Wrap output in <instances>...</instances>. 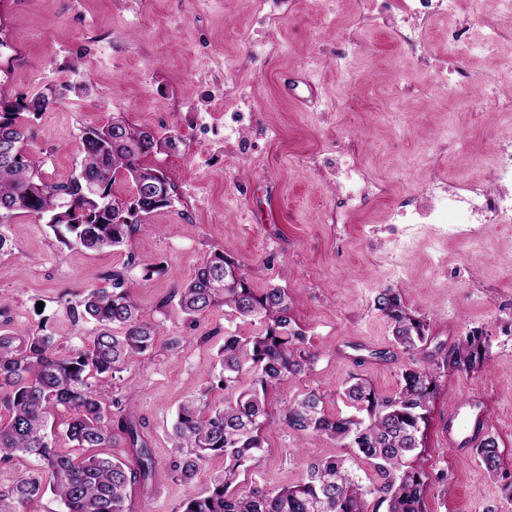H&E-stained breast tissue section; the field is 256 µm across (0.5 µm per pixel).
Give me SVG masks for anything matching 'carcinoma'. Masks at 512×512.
<instances>
[{"mask_svg": "<svg viewBox=\"0 0 512 512\" xmlns=\"http://www.w3.org/2000/svg\"><path fill=\"white\" fill-rule=\"evenodd\" d=\"M56 102L47 93L30 100L0 99V224L19 214L47 219L54 233L71 235L89 249L131 245L138 225L155 210L172 205L176 185L158 170L156 190L120 196L112 191L118 175L138 186L150 167L141 158L158 150L161 137L114 118L103 127L81 130L79 168L65 182L42 180V160L25 149L26 127L20 116H34ZM126 127L128 137L112 129ZM173 297L188 321L224 306L242 317L265 324L262 332L243 338L224 334L220 371L212 376L224 389V404L213 406L208 390L181 405L173 425L175 459L172 471L192 479L211 457L224 460L202 496L186 501L180 512H368L367 498L377 497L386 512H425L429 475L421 464V423L436 392V369L425 355L431 343L426 324L408 311L401 297L379 293L375 308L393 322L395 344L419 359L401 373L391 396H380L362 379L347 385L344 396L354 412L329 414L323 396L311 389L288 402L278 415L266 405L270 389L306 373L313 362L306 349L307 336L291 325L288 290L252 286L243 265L216 250L194 276L174 290ZM75 322L92 323L95 336L88 348L62 353L57 339L42 326L30 329L0 328V393L8 418L0 421V463L32 458L37 472L23 474L0 490V512H23L24 506L51 493L62 512H135L131 492L148 493L155 479L149 443L140 424L125 412L119 400L107 403L98 383L123 380L131 360L150 356L158 324L145 319L126 288V273L112 272V288L91 290L72 303L61 298ZM487 355L486 345L472 333L459 336L441 357L442 368L470 372ZM252 376L250 387L239 378ZM60 408L69 413L65 436L80 455L62 454L47 432L49 417ZM352 448L376 470L380 482L366 489L354 476L344 456L313 459L306 478L292 486L269 491L244 487L240 476L259 460L264 433L274 423ZM124 437L129 465L119 458L101 457L95 448H110L116 433ZM474 454L488 474L499 473L501 457L497 439L486 435Z\"/></svg>", "mask_w": 512, "mask_h": 512, "instance_id": "cac0c4a2", "label": "carcinoma"}]
</instances>
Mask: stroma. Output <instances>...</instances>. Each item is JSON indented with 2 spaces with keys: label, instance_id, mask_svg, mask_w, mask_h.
Here are the masks:
<instances>
[{
  "label": "stroma",
  "instance_id": "obj_1",
  "mask_svg": "<svg viewBox=\"0 0 512 512\" xmlns=\"http://www.w3.org/2000/svg\"><path fill=\"white\" fill-rule=\"evenodd\" d=\"M258 0H0V97L60 89L58 101L25 115L27 151L43 159L42 177L67 181L81 160L84 127L123 118L174 144L146 157L177 185L172 206L140 225L132 247L91 250L55 236L34 217L0 228V310L12 327L42 326L61 350L89 345L92 325L76 323L61 298L82 299L127 273V287L159 323L155 356L133 361L125 386L103 385L123 399L149 439L156 470L137 512H178L203 495L224 462L192 480L170 473L172 425L179 405L205 384L225 332L247 337L257 321L215 308L189 324L170 295L214 250L241 262L257 288H287L291 317L315 360L307 373L269 394L286 399L317 388L329 412L346 411L344 386L366 379L392 395L411 356L396 348L376 296L400 293L429 326L434 344L475 332L490 344L475 372L439 371L422 427L430 474L426 512H512V224H394L433 175L485 180L499 140L512 137V16L498 0H457L424 48L397 41L367 0H286L258 25ZM493 53L479 46L491 30ZM456 32L462 56L452 86L420 64L448 51ZM250 112L239 141L224 138V115ZM354 154L386 194L344 215L333 176ZM180 337L181 347L167 344ZM483 396L487 427L503 456L490 476L476 457L460 460L443 439L449 413L466 395ZM265 452L245 479L277 490L300 482L312 458L344 454L340 443L273 425Z\"/></svg>",
  "mask_w": 512,
  "mask_h": 512
}]
</instances>
